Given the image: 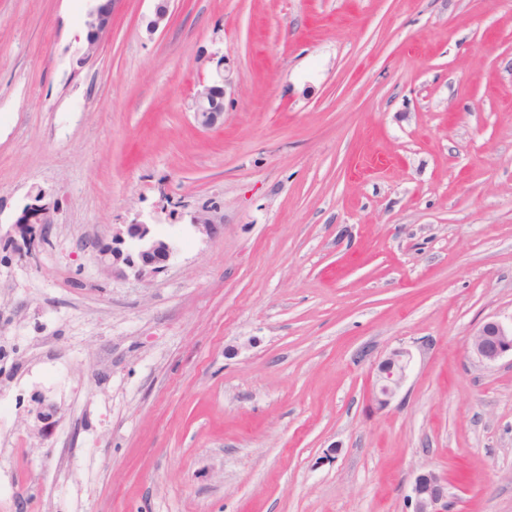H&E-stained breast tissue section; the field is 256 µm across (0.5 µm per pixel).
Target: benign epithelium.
Instances as JSON below:
<instances>
[{"mask_svg": "<svg viewBox=\"0 0 512 512\" xmlns=\"http://www.w3.org/2000/svg\"><path fill=\"white\" fill-rule=\"evenodd\" d=\"M112 0H106L104 12L99 16L101 29L97 38L90 41L86 55L96 53L99 38L112 28ZM169 2L155 5L153 18L147 31L153 32L168 19ZM232 85L226 75L225 59L216 61L211 80L198 83L191 99L193 118L198 127L212 129L224 121V97L220 92ZM53 224V208L39 194L27 205L13 225L15 234L23 239L44 238ZM174 255V245L164 234L153 230L148 224H127L125 228L112 231V246L99 252V261L105 267L118 268L124 265L134 276L144 277L165 269ZM472 350L477 359L492 364L505 356H512V326L498 321H488L471 337ZM412 361V352L407 347L391 350L377 363L374 369L371 400L380 408H386L405 383ZM413 512H449L448 478L433 471L424 470L414 480L412 487Z\"/></svg>", "mask_w": 512, "mask_h": 512, "instance_id": "7a95c632", "label": "benign epithelium"}]
</instances>
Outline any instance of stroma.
Segmentation results:
<instances>
[{
  "mask_svg": "<svg viewBox=\"0 0 512 512\" xmlns=\"http://www.w3.org/2000/svg\"><path fill=\"white\" fill-rule=\"evenodd\" d=\"M156 3L88 60V0H0V230L57 206L0 242V512H411L427 469L512 512V358L470 346L512 323V0ZM136 223L175 247L141 280L97 260ZM224 62L222 56L217 59L210 82L204 79L200 81L191 99L194 121L202 129H212L224 121V98L227 88L232 85L229 74L226 75ZM218 88L224 92L223 97L217 92ZM42 200L43 197L37 193L34 196L35 203L27 205L13 225L15 234L22 239L31 240L38 236L43 240L48 227L53 224V207L47 203L40 204ZM472 350L477 359L492 364L510 355L512 357V324L488 321L471 337ZM412 358L409 348L399 347L391 350L375 366L370 398L379 408L388 407L402 388Z\"/></svg>",
  "mask_w": 512,
  "mask_h": 512,
  "instance_id": "35a3bbf8",
  "label": "stroma"
}]
</instances>
